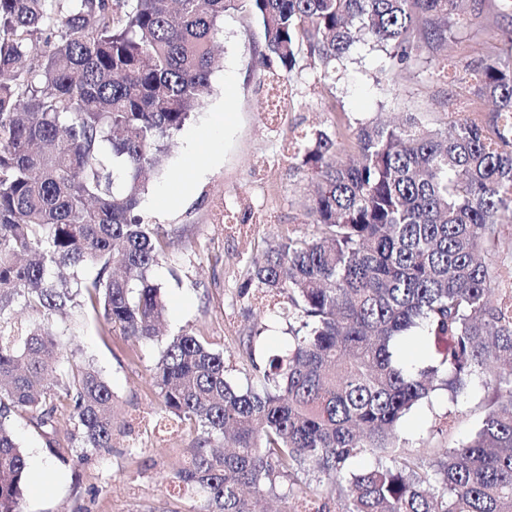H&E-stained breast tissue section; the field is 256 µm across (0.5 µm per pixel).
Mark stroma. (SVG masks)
<instances>
[{
  "label": "stroma",
  "instance_id": "stroma-1",
  "mask_svg": "<svg viewBox=\"0 0 512 512\" xmlns=\"http://www.w3.org/2000/svg\"><path fill=\"white\" fill-rule=\"evenodd\" d=\"M512 34V14H489L486 24L463 25L448 42L449 62L483 59L490 35ZM264 36L248 9L224 16V67L212 92L168 143L164 168L151 176L142 210L169 243L152 271L167 298L164 334L134 342L85 309L53 317L52 329L74 361L92 362L109 382L115 428L110 451L68 464L49 453L26 417L11 418L28 455L23 512H195L199 496L172 483L189 459L194 430L170 431L151 373L169 337L189 330L224 353L227 377L244 388L253 363L283 349L287 325L257 288H246L254 257L285 232L310 231L304 203L310 179L294 169L289 140L316 130L346 131L372 118L416 113L447 127L456 81L434 76L437 57L406 71L387 69L382 51L355 44L336 83L307 62L287 75L286 107L273 110ZM258 335L252 354L242 341ZM488 390L473 379L457 401L437 395L407 415L402 438L410 448L458 446L480 422ZM451 415L452 431L440 429Z\"/></svg>",
  "mask_w": 512,
  "mask_h": 512
}]
</instances>
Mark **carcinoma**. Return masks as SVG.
<instances>
[{"label": "carcinoma", "instance_id": "1", "mask_svg": "<svg viewBox=\"0 0 512 512\" xmlns=\"http://www.w3.org/2000/svg\"><path fill=\"white\" fill-rule=\"evenodd\" d=\"M0 0V512H22L26 454L11 415L46 447L67 402L82 455L112 447V390L69 363L57 334L11 315L82 298L120 335L152 341L166 310L151 278L163 238L140 208L144 174L211 92L224 13L246 3L264 59L336 79L357 43L402 70L487 18L491 0ZM455 70L480 118L446 128L411 115L304 136L299 169L318 182L309 232L282 234L246 286L277 297L288 348L242 390L224 352L184 331L151 377L165 411L197 433L173 481L199 512H263L280 480L309 512H512V289L486 255L512 224V35ZM423 333V367L403 343ZM491 393L455 448L395 452L406 416L472 375ZM231 450L214 446L217 438ZM433 460L424 462L425 455Z\"/></svg>", "mask_w": 512, "mask_h": 512}]
</instances>
